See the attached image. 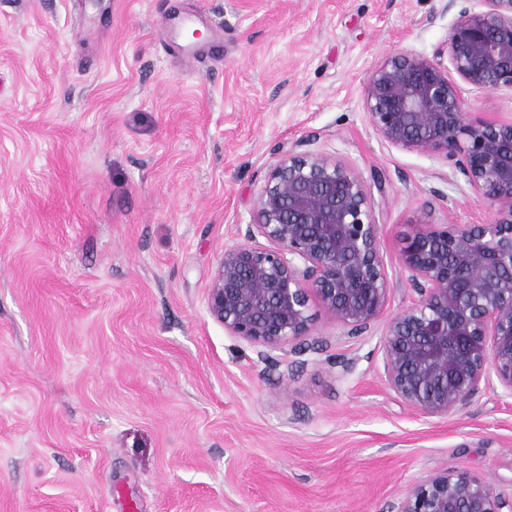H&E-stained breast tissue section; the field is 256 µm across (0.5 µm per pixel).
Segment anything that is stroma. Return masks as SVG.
Here are the masks:
<instances>
[{
    "mask_svg": "<svg viewBox=\"0 0 512 512\" xmlns=\"http://www.w3.org/2000/svg\"><path fill=\"white\" fill-rule=\"evenodd\" d=\"M447 0H196L218 53L182 63L177 0H0V512H391L449 467L512 491V397L426 417L387 387L380 335L417 295L400 250L423 223L495 210L435 156L385 141L376 64L447 52ZM512 119V93L462 86ZM370 189L391 291L352 337L312 304L318 349L275 352L207 310L288 150ZM354 365L341 373L333 360Z\"/></svg>",
    "mask_w": 512,
    "mask_h": 512,
    "instance_id": "stroma-1",
    "label": "stroma"
}]
</instances>
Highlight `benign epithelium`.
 Returning <instances> with one entry per match:
<instances>
[{"label": "benign epithelium", "instance_id": "7a95c632", "mask_svg": "<svg viewBox=\"0 0 512 512\" xmlns=\"http://www.w3.org/2000/svg\"><path fill=\"white\" fill-rule=\"evenodd\" d=\"M461 7L448 61L399 51L371 72L365 102L376 132L430 153L496 210L489 224H425L403 239L417 300L381 342L388 387L426 417L461 411L482 388L512 396V120L466 109L460 84L512 91V0ZM271 246L252 244L256 236ZM390 292L373 200L347 163L290 152L257 196L245 241L224 250L208 312L258 356L312 336L310 298L349 335L368 330ZM395 512H512V494L453 467L413 485Z\"/></svg>", "mask_w": 512, "mask_h": 512}]
</instances>
